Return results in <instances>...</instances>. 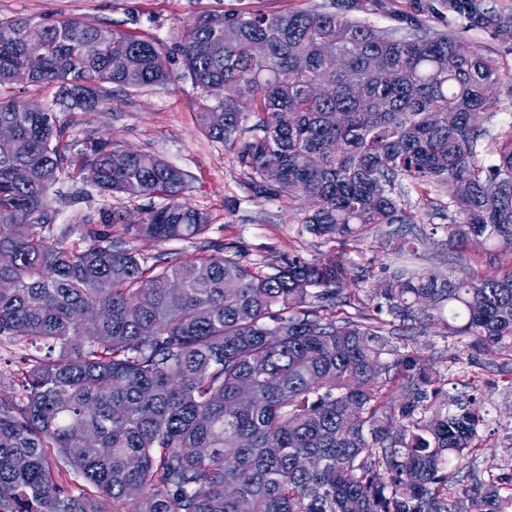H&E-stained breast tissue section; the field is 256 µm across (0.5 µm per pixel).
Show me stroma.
Returning <instances> with one entry per match:
<instances>
[{"label":"stroma","mask_w":512,"mask_h":512,"mask_svg":"<svg viewBox=\"0 0 512 512\" xmlns=\"http://www.w3.org/2000/svg\"><path fill=\"white\" fill-rule=\"evenodd\" d=\"M318 2L0 0V17L77 19L98 27L134 31L168 48L172 80L167 87L113 92L110 110L100 114L74 111L58 115L73 149H80L91 136L122 148L154 154L179 168L185 175L184 199L208 212L211 218L207 232L190 240L160 243L120 234L116 237L119 245L138 249L151 264L160 258L183 259L203 250L212 253L235 242L242 243L240 259L247 264L269 266L288 253L308 260L340 253L368 276L359 303L348 309L349 316L356 320L374 313L375 303L369 290L378 285L385 267L405 263L418 271H451L458 276L468 272V265L459 262L456 250L447 246V225H439L414 258L396 245H381L372 236L344 246L308 233L303 225L302 201L286 196H251L246 190L248 175L237 162L235 147L213 141L201 129L198 114L213 99L183 77V60L178 51L181 35L202 13L273 14L307 9ZM477 2L488 18L487 23H474L449 11L445 0H335L337 10L351 12L376 27H403L417 19L425 27L450 32L488 50L497 60L502 77L496 114H484L479 119L480 127L491 140L512 125V25L503 30L495 24L500 16L512 21V0ZM46 195L55 208L51 237L69 246L78 242L71 225L85 220L98 222L104 212L118 214L125 223L136 225L148 209L166 203L162 197L102 194L70 169L60 175ZM393 343L399 352L419 356L438 378L450 382V396H469L480 406L484 422L479 428L477 471L488 474L512 469V364L494 350L470 349L454 336H417L408 331L394 338Z\"/></svg>","instance_id":"35a3bbf8"}]
</instances>
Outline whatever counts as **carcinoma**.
<instances>
[{
    "label": "carcinoma",
    "instance_id": "cac0c4a2",
    "mask_svg": "<svg viewBox=\"0 0 512 512\" xmlns=\"http://www.w3.org/2000/svg\"><path fill=\"white\" fill-rule=\"evenodd\" d=\"M180 42L187 76L216 100L201 129L239 143L253 195L304 197L308 232L390 241L392 225L421 223L401 203L406 181L448 186V210L435 212L466 260L470 242L512 249V126L484 142L478 119L499 105L501 74L479 47L421 25L376 29L330 3L201 14ZM167 54L118 29L101 43L77 19L0 18V89L20 68L56 88L44 112L0 96V124L15 130L0 141V252L13 256L0 267V344L58 350L20 372L22 393L0 379V512H88L48 448L128 512H512V473L472 472L474 403L448 399L389 341L397 324L424 336L441 324L512 360V266L395 268L371 294L387 318L354 321L336 313L351 304L344 285L366 274L341 255H292L266 272L227 244L149 265L113 245L115 214L78 225L81 246L50 240L45 192L65 165L104 192L166 196L143 236L208 230L178 168L95 138L72 154L57 119L109 109L114 87L167 85ZM317 82L332 93L308 97ZM28 166L41 184L19 180Z\"/></svg>",
    "mask_w": 512,
    "mask_h": 512
}]
</instances>
